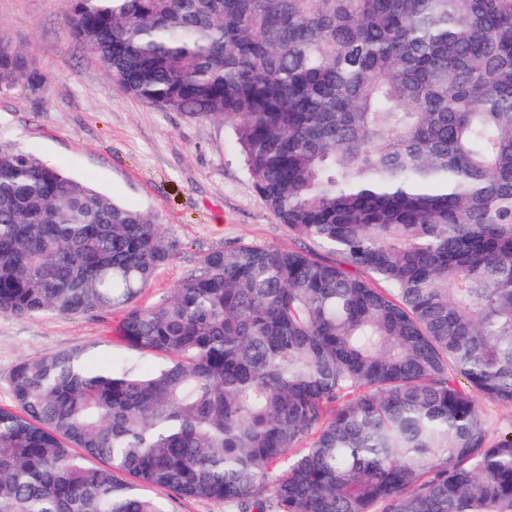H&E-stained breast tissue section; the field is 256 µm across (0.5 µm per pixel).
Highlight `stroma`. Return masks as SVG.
<instances>
[{"instance_id":"35a3bbf8","label":"stroma","mask_w":512,"mask_h":512,"mask_svg":"<svg viewBox=\"0 0 512 512\" xmlns=\"http://www.w3.org/2000/svg\"><path fill=\"white\" fill-rule=\"evenodd\" d=\"M0 34L23 47L47 81L0 95V141L149 213L174 246L136 303L152 306L202 267L205 255L243 240L296 247L255 191L231 123L168 112L122 93L74 39L62 0H0ZM121 311L0 316V407L25 358L98 342L100 362L122 354Z\"/></svg>"}]
</instances>
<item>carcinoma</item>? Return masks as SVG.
I'll list each match as a JSON object with an SVG mask.
<instances>
[{
  "label": "carcinoma",
  "mask_w": 512,
  "mask_h": 512,
  "mask_svg": "<svg viewBox=\"0 0 512 512\" xmlns=\"http://www.w3.org/2000/svg\"><path fill=\"white\" fill-rule=\"evenodd\" d=\"M64 7L125 94L235 125L302 246L233 242L139 308L161 226L0 142V315L121 309L126 348L15 366L0 512H166L154 486L228 512H512V437L476 399L512 405V0ZM44 83L0 34V95Z\"/></svg>",
  "instance_id": "carcinoma-1"
}]
</instances>
